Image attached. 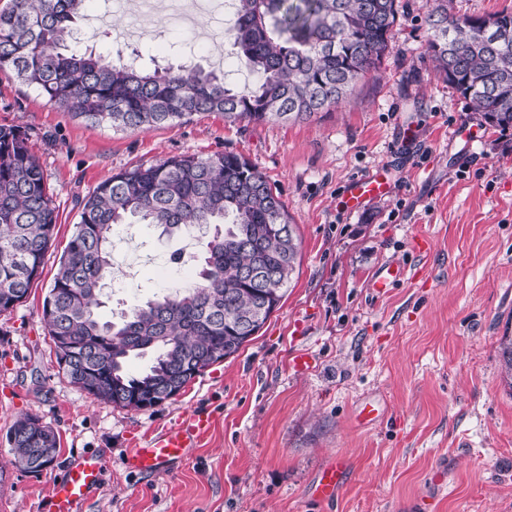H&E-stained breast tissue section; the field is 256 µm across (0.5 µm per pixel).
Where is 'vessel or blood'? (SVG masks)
Masks as SVG:
<instances>
[{
    "instance_id": "1",
    "label": "vessel or blood",
    "mask_w": 512,
    "mask_h": 512,
    "mask_svg": "<svg viewBox=\"0 0 512 512\" xmlns=\"http://www.w3.org/2000/svg\"><path fill=\"white\" fill-rule=\"evenodd\" d=\"M388 188L381 173L361 176L348 183L346 202L356 209L366 201L385 195ZM211 428L210 414H192L182 423L161 431L146 444L131 449L126 455V467L134 473L164 470L170 462L184 457L187 449L196 447ZM346 470V464L340 460L324 465L312 484L313 499L322 504L334 503ZM101 480L100 458L92 452L83 454L52 485L48 494L49 512H79Z\"/></svg>"
}]
</instances>
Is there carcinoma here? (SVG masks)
<instances>
[{
    "label": "carcinoma",
    "mask_w": 512,
    "mask_h": 512,
    "mask_svg": "<svg viewBox=\"0 0 512 512\" xmlns=\"http://www.w3.org/2000/svg\"><path fill=\"white\" fill-rule=\"evenodd\" d=\"M453 0L425 15L437 73L469 109L512 128V12L458 17ZM86 0H7L0 6V73L46 101L94 124L146 131L198 114L230 122H298L343 102L389 50L398 0H236L233 48L249 60L256 87L236 92L224 74L182 63L142 73L81 50L74 27ZM54 275L43 309L57 363L95 398L134 410L138 395L197 374L237 353L280 303L296 270L300 241L285 203L265 175L233 152L175 156L101 182ZM167 235L197 229L205 237L196 283L146 302L120 322L98 309L112 279V233L131 220ZM56 226L52 192L25 133L0 127V291L17 305L40 278ZM261 265L270 288L247 278ZM259 314L252 328L241 320ZM502 378L512 390V336L500 339ZM153 355L139 378L133 356ZM13 464L37 472L57 453L53 428L34 414L7 433Z\"/></svg>",
    "instance_id": "carcinoma-1"
}]
</instances>
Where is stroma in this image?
Segmentation results:
<instances>
[{"label":"stroma","mask_w":512,"mask_h":512,"mask_svg":"<svg viewBox=\"0 0 512 512\" xmlns=\"http://www.w3.org/2000/svg\"><path fill=\"white\" fill-rule=\"evenodd\" d=\"M190 2L88 0L78 25L110 59L146 71L190 61L251 87L228 33L234 0L206 7L193 31L166 22L169 6ZM432 4L409 0L378 68L347 101L296 123L197 115L122 130L0 74V126L27 135L57 214L41 277L0 313V512H45L53 480L85 450L100 456L103 481L81 512H512V390L499 350L512 334V128L486 124L436 76ZM225 151L266 176L296 226L300 265L285 297L179 395L143 410L96 399L59 368L43 320L81 202L121 170ZM375 171L389 175V193L348 210V182ZM112 244L131 275L108 283L102 319L195 275L176 258L198 252L194 238L126 224ZM390 264L413 277L376 296L370 285ZM303 355L309 365L296 370ZM366 400L379 411L368 424ZM195 411L214 420L202 446L161 473L125 470L130 448ZM27 413L60 438L37 474L13 465L5 439ZM339 456L350 473L338 499L314 502L312 479Z\"/></svg>","instance_id":"1"}]
</instances>
